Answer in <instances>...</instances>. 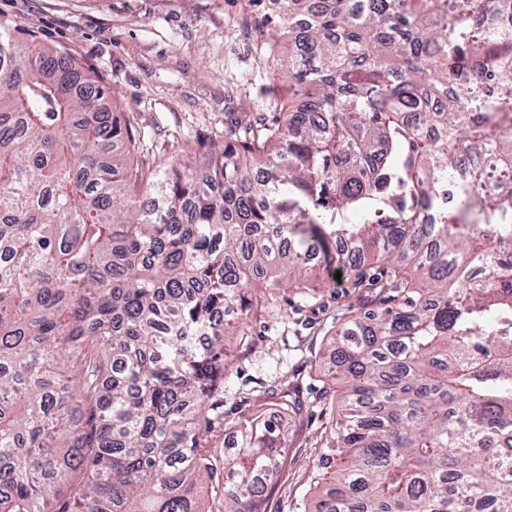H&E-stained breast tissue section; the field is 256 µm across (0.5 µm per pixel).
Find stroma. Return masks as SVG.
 Segmentation results:
<instances>
[{
	"mask_svg": "<svg viewBox=\"0 0 512 512\" xmlns=\"http://www.w3.org/2000/svg\"><path fill=\"white\" fill-rule=\"evenodd\" d=\"M272 8L271 0H0V19L32 31L43 49L67 53L107 87L112 107L143 138L140 164L154 170L186 143L223 133L229 119H267L293 98L287 78L267 61L258 27ZM310 283L313 298L277 294L251 322V344L224 381L226 419L271 407L267 392L284 373L305 397L318 395L326 333L373 291L319 269ZM327 421L317 406L283 420L291 447L266 492V512H295Z\"/></svg>",
	"mask_w": 512,
	"mask_h": 512,
	"instance_id": "stroma-1",
	"label": "stroma"
}]
</instances>
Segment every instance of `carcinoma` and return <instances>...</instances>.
<instances>
[{"label": "carcinoma", "instance_id": "carcinoma-1", "mask_svg": "<svg viewBox=\"0 0 512 512\" xmlns=\"http://www.w3.org/2000/svg\"><path fill=\"white\" fill-rule=\"evenodd\" d=\"M277 2L305 103L155 171L105 89L0 26V512H205L226 338L313 262L362 278L350 251L386 270L325 341L299 512H512V0ZM270 395L227 424L220 512H261L309 409Z\"/></svg>", "mask_w": 512, "mask_h": 512}]
</instances>
